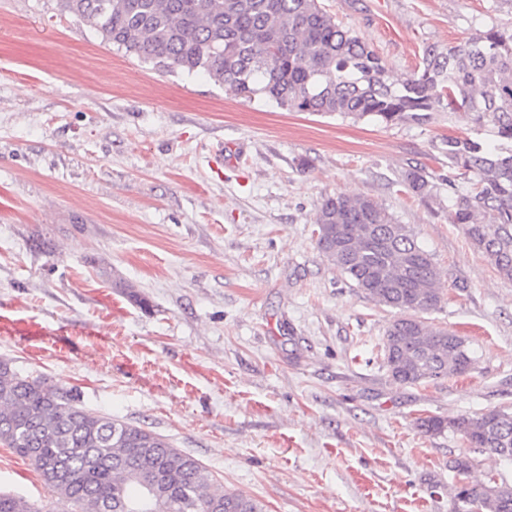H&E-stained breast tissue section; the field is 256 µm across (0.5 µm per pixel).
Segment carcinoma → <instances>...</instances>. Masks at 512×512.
<instances>
[{"label": "carcinoma", "mask_w": 512, "mask_h": 512, "mask_svg": "<svg viewBox=\"0 0 512 512\" xmlns=\"http://www.w3.org/2000/svg\"><path fill=\"white\" fill-rule=\"evenodd\" d=\"M67 9L101 38L154 68L203 72L247 97L259 95L289 111L369 118L390 125L423 123L432 112H462L479 127L512 141V29L492 26L440 49H423L418 69L390 80L383 59L318 0H66ZM449 188L472 181L454 199L458 224L512 281V152H491L471 138L443 140ZM401 181L428 194L422 169ZM317 246L360 291L398 311L383 341L392 380L417 385L461 375L475 363L466 340L431 328L421 314L442 299L431 254L370 198L330 196L315 219ZM427 434L449 431L468 446L512 461V414L420 417ZM0 444L27 459L56 500L76 512H263L260 501L215 485L206 467L166 438L80 405L78 393L52 388L0 361ZM471 458L450 468L457 512H512V491L469 480ZM156 477L152 492L142 485ZM0 512H40L0 493Z\"/></svg>", "instance_id": "obj_1"}]
</instances>
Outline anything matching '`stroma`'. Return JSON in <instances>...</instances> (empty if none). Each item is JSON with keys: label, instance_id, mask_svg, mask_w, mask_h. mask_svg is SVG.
I'll use <instances>...</instances> for the list:
<instances>
[{"label": "stroma", "instance_id": "1", "mask_svg": "<svg viewBox=\"0 0 512 512\" xmlns=\"http://www.w3.org/2000/svg\"><path fill=\"white\" fill-rule=\"evenodd\" d=\"M392 78L424 47L494 24L512 0H318ZM512 150L461 113L422 125L290 112L102 41L64 0H0V360L153 431L265 512H455L449 465L512 485V463L416 420L512 414V282L451 223L437 147ZM422 168L431 193L400 183ZM410 227L439 273L429 326L476 363L402 385L383 365L394 310L316 245L333 195ZM36 325L41 333L27 335ZM0 491L57 512L0 444Z\"/></svg>", "mask_w": 512, "mask_h": 512}]
</instances>
